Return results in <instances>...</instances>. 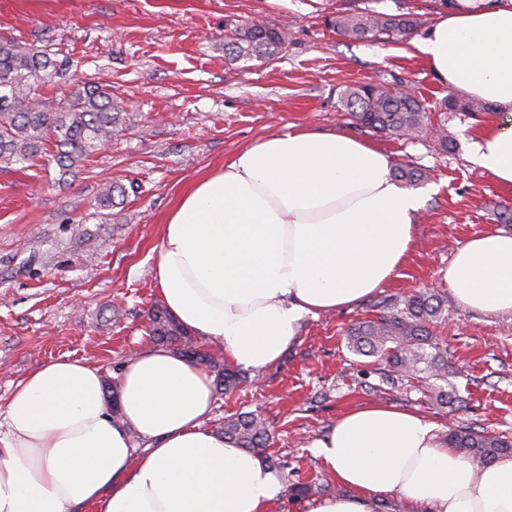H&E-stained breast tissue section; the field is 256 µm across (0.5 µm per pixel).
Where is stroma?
<instances>
[{
  "label": "stroma",
  "mask_w": 512,
  "mask_h": 512,
  "mask_svg": "<svg viewBox=\"0 0 512 512\" xmlns=\"http://www.w3.org/2000/svg\"><path fill=\"white\" fill-rule=\"evenodd\" d=\"M449 0H0V40L16 38L73 66L46 87L44 102L74 83L111 87L125 122L103 150L62 173L49 157L0 167V408L15 385L61 358L97 365L117 385L129 358L154 348L147 313L162 303L153 268L160 226L181 194L242 148L292 127L344 132L425 172L415 187L424 208L415 243L392 278L353 308L307 317L298 343L240 387L215 394L207 429L255 412L270 426L268 452L279 458L284 490L268 512H305L292 484L342 493L312 444L343 413L369 403L423 414L439 433L454 425L512 438V314L485 316L448 303L437 334L448 346V386L458 410L437 405L417 381L386 382L372 358L354 354L344 332L384 298L443 288L455 250L491 231L512 233L498 213L512 187L498 184L468 156L476 129L502 121L488 109L448 118L455 148L431 136L380 137L355 127L339 93L362 83L414 88L427 110L448 95L406 43L355 42L327 16L376 11L413 14L430 27ZM271 22L288 35L271 60L230 63L224 36L234 21ZM132 186L103 210L101 187Z\"/></svg>",
  "instance_id": "1"
}]
</instances>
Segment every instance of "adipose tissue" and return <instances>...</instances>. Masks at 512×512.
<instances>
[{"instance_id": "ef3b65f1", "label": "adipose tissue", "mask_w": 512, "mask_h": 512, "mask_svg": "<svg viewBox=\"0 0 512 512\" xmlns=\"http://www.w3.org/2000/svg\"><path fill=\"white\" fill-rule=\"evenodd\" d=\"M409 48L442 85L512 115V0H457ZM469 160L512 186V124L480 126ZM391 169L341 132L295 128L240 150L161 226L167 310L237 367L274 365L306 317L358 304L404 262L423 199ZM444 280L467 309L512 314V234L468 239ZM116 398L98 367L67 357L18 383L0 411V512H266L281 493L261 455L205 428L212 379L198 362L140 352ZM313 448L346 491L308 512H373L393 494L409 512H512V457L476 469L432 422L391 404L345 412Z\"/></svg>"}]
</instances>
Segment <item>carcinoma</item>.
I'll return each mask as SVG.
<instances>
[{"instance_id": "cac0c4a2", "label": "carcinoma", "mask_w": 512, "mask_h": 512, "mask_svg": "<svg viewBox=\"0 0 512 512\" xmlns=\"http://www.w3.org/2000/svg\"><path fill=\"white\" fill-rule=\"evenodd\" d=\"M328 26L352 40L385 39L403 42L421 22L410 14L379 12L338 14L327 19ZM286 44L282 30L272 24L241 22L224 38L225 58L232 62L271 59ZM70 62L51 57L44 49L12 39L0 40V165L32 163L51 156L60 168L70 169L103 149L123 123V103L100 85H76L71 93L52 107L39 99V90L66 77ZM340 103L356 126L381 137L412 138L437 129L439 148L449 152L448 113L481 112L482 103L450 94L443 98L433 119L421 101L412 95L377 84L348 86L339 93ZM394 177L405 186L417 185L423 174L415 167L400 165ZM127 195L121 185H106L98 197L99 206H113L116 197ZM374 317L354 324L347 332V344L357 355L371 357L388 367L385 380L402 372L425 383L448 380V348L435 336L433 326L445 320L447 301L436 290L417 291L398 301L383 300L375 305ZM152 336L160 342L175 343L179 353L204 359L187 337V332L166 309L155 306L149 313ZM216 371L220 390H232L241 383L240 374L214 358H207ZM221 433L249 451L265 454L269 434L265 423L252 413L224 420ZM448 445L464 450L478 467L504 456H512V441L470 427L448 431Z\"/></svg>"}]
</instances>
